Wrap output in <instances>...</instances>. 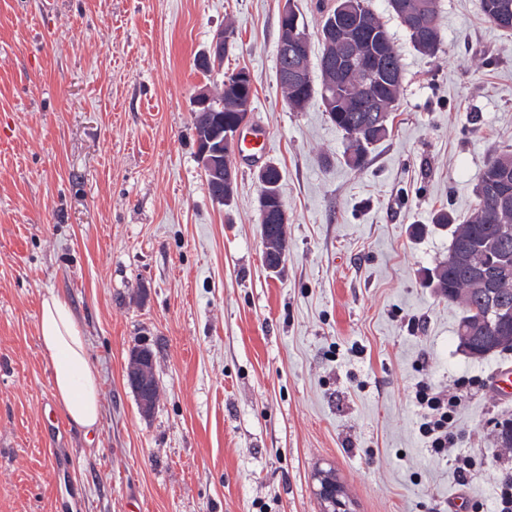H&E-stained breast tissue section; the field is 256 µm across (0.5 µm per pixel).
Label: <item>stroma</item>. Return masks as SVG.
I'll use <instances>...</instances> for the list:
<instances>
[{
  "label": "stroma",
  "instance_id": "stroma-1",
  "mask_svg": "<svg viewBox=\"0 0 512 512\" xmlns=\"http://www.w3.org/2000/svg\"><path fill=\"white\" fill-rule=\"evenodd\" d=\"M288 0H0V512H320L334 469L354 512H494L512 448L494 439L512 400L490 382L512 351L469 358L461 305L424 281L469 219L477 174L512 152V36L478 0H438L424 54L387 0H371L402 59L388 135L364 165L320 102L290 109L277 81ZM234 46L194 59L225 27ZM254 81L234 153V200L209 195L191 101L225 73ZM280 168V272L263 265L257 173ZM72 309L102 385L96 430L54 401L41 301ZM155 353L142 413L125 378ZM457 391L466 486L416 427L417 381ZM71 455L50 469L52 449ZM232 38L233 30L229 27L218 31L214 35L209 48L198 56L197 65L204 66L209 69H213L216 65H219L224 60V55ZM197 65L196 68L204 76H208V74H206V72L200 69Z\"/></svg>",
  "mask_w": 512,
  "mask_h": 512
}]
</instances>
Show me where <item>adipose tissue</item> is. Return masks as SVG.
I'll return each mask as SVG.
<instances>
[{
	"mask_svg": "<svg viewBox=\"0 0 512 512\" xmlns=\"http://www.w3.org/2000/svg\"><path fill=\"white\" fill-rule=\"evenodd\" d=\"M39 336L54 375V395L70 424L96 428L100 419V382L85 338L67 302L47 293L41 304Z\"/></svg>",
	"mask_w": 512,
	"mask_h": 512,
	"instance_id": "1",
	"label": "adipose tissue"
}]
</instances>
